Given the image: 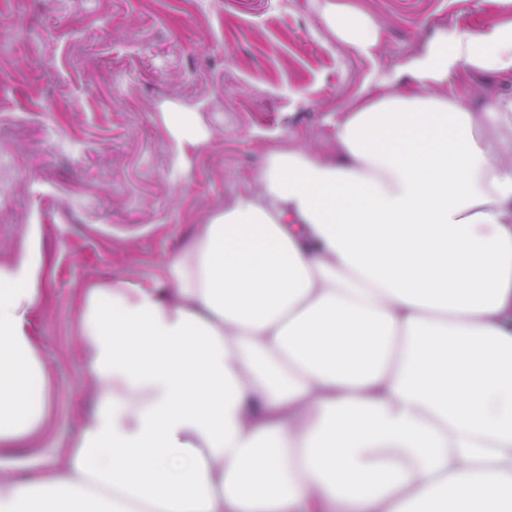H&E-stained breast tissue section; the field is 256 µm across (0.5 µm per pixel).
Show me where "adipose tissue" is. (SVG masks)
Here are the masks:
<instances>
[{
    "label": "adipose tissue",
    "mask_w": 512,
    "mask_h": 512,
    "mask_svg": "<svg viewBox=\"0 0 512 512\" xmlns=\"http://www.w3.org/2000/svg\"><path fill=\"white\" fill-rule=\"evenodd\" d=\"M367 53L378 27L321 0ZM512 22L437 36L336 122L268 152L154 284L81 291L87 397L0 512H512ZM30 262L0 265V447L36 441L48 371ZM463 82L457 75L448 79V94L461 83L471 87L472 97L469 105L472 109L481 111L501 94H512V81L491 74H476L471 77L463 76Z\"/></svg>",
    "instance_id": "1"
}]
</instances>
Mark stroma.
I'll return each instance as SVG.
<instances>
[{"instance_id": "1", "label": "stroma", "mask_w": 512, "mask_h": 512, "mask_svg": "<svg viewBox=\"0 0 512 512\" xmlns=\"http://www.w3.org/2000/svg\"><path fill=\"white\" fill-rule=\"evenodd\" d=\"M372 18L358 53L315 0H6L0 7V264L28 254L51 384L42 446L75 432L81 288L154 283L197 224L254 188L274 149L334 156L336 120L435 36L512 21V0H337ZM208 138L180 159L164 112Z\"/></svg>"}]
</instances>
